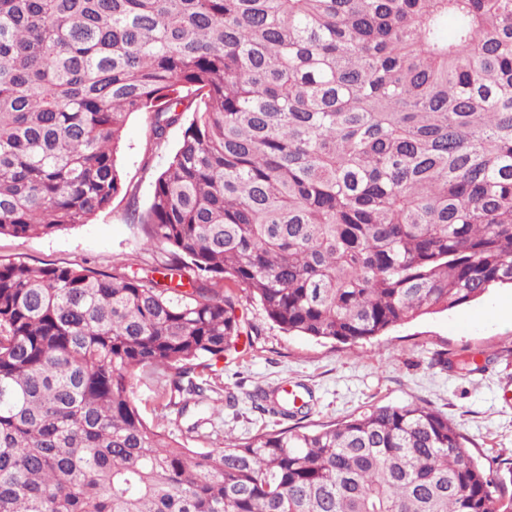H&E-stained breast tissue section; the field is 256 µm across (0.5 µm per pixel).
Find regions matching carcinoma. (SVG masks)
Masks as SVG:
<instances>
[{"label": "carcinoma", "instance_id": "cac0c4a2", "mask_svg": "<svg viewBox=\"0 0 512 512\" xmlns=\"http://www.w3.org/2000/svg\"><path fill=\"white\" fill-rule=\"evenodd\" d=\"M182 138L128 219L143 273L0 263V512H512L411 402L189 448L243 333L357 344L512 285V0H0V236L89 223L131 115ZM164 375L160 373L135 377L133 391L134 397L141 407L145 419L151 424H159V427L167 428L166 415L168 418H175V412L165 409V402L159 397L166 384Z\"/></svg>", "mask_w": 512, "mask_h": 512}]
</instances>
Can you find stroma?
<instances>
[{"instance_id":"1","label":"stroma","mask_w":512,"mask_h":512,"mask_svg":"<svg viewBox=\"0 0 512 512\" xmlns=\"http://www.w3.org/2000/svg\"><path fill=\"white\" fill-rule=\"evenodd\" d=\"M180 139V128H173L165 148L151 149L146 115H131L118 154L124 194L90 223L50 236L0 237V263L80 265L108 273L120 262L137 269L162 258V249L145 246L142 225L126 222L125 211L132 199L147 207ZM511 304L512 288L496 287L476 302L402 323L371 341L340 344L284 332L258 304L243 303L240 312L252 334L241 337L236 352L217 361L211 374L212 384L234 392L238 401L219 407L210 441L285 427V420L256 409L251 394L293 381L312 393L309 425L334 423L375 405L426 403L461 430L470 453L499 469L512 459V327L501 326L497 314ZM165 383L155 373L136 376L133 385L145 419L162 427Z\"/></svg>"}]
</instances>
